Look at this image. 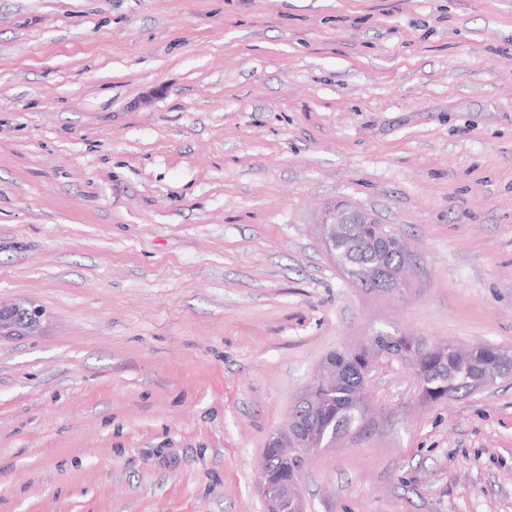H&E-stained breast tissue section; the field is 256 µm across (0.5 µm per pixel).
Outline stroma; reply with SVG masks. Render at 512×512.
I'll return each instance as SVG.
<instances>
[{"mask_svg":"<svg viewBox=\"0 0 512 512\" xmlns=\"http://www.w3.org/2000/svg\"><path fill=\"white\" fill-rule=\"evenodd\" d=\"M343 200L409 287L323 249ZM0 512H263L272 433L374 330L512 351V0H0ZM308 512H512V378L399 362ZM320 241L323 248L342 269L352 284L366 290L374 289L393 296L402 295L408 288L405 271L411 265L412 253L409 246L403 245L402 264L392 266L399 260L400 252L397 250H383L377 247L375 239L379 236L381 224L370 211L344 203H336L326 208L319 220ZM340 224H345L339 237L340 252L347 251L353 255L358 263L366 267L380 264L389 267H375L370 274L369 282L380 284L384 288H364L358 280H366L359 266L349 257L336 249V239L340 234ZM43 316V310L33 304H4L0 301V341L36 333L41 328Z\"/></svg>","mask_w":512,"mask_h":512,"instance_id":"1","label":"stroma"}]
</instances>
